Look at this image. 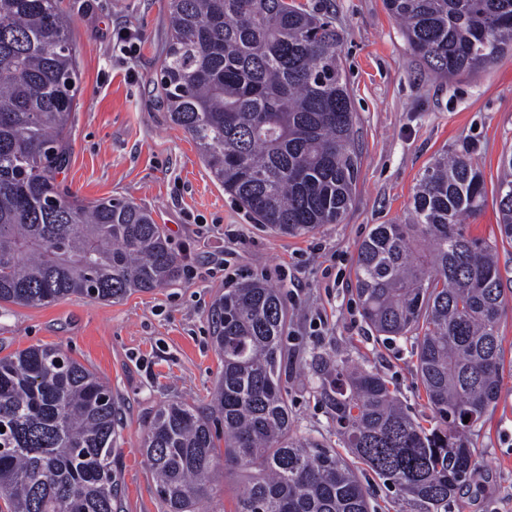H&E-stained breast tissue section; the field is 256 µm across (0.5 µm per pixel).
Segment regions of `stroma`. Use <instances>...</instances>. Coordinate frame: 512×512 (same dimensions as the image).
Instances as JSON below:
<instances>
[{
  "mask_svg": "<svg viewBox=\"0 0 512 512\" xmlns=\"http://www.w3.org/2000/svg\"><path fill=\"white\" fill-rule=\"evenodd\" d=\"M343 35L342 65L363 163L342 223L292 237L255 223L213 179L196 142L173 126L157 87L167 0H60L80 77L61 191L92 203L112 198L148 210L168 237L180 273L167 287L117 302L71 296L46 307L0 305V357L59 346L112 389L122 408L112 458L122 512H163L140 447L169 402L209 406L221 364L208 313L225 289L259 278L282 289L288 310L286 390L297 434H330L311 370L331 353L382 376L412 417L428 413L410 343L370 331L353 291L359 243L377 224H402L424 170L464 154L494 190L512 152V54L487 68L440 76L411 52L383 0H298ZM131 28L123 45L115 29ZM500 319L505 362L494 411L470 436L476 466L448 512H512V288ZM197 512H233L242 476L216 469Z\"/></svg>",
  "mask_w": 512,
  "mask_h": 512,
  "instance_id": "obj_1",
  "label": "stroma"
}]
</instances>
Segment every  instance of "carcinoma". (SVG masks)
Segmentation results:
<instances>
[{
  "label": "carcinoma",
  "mask_w": 512,
  "mask_h": 512,
  "mask_svg": "<svg viewBox=\"0 0 512 512\" xmlns=\"http://www.w3.org/2000/svg\"><path fill=\"white\" fill-rule=\"evenodd\" d=\"M57 2L0 0L1 305L71 295L116 302L178 274L149 212L114 199L86 203L55 183L69 161L78 81ZM167 2L163 103L224 192L284 235L341 223L362 155L332 21L291 0ZM383 3L412 52L445 77L512 52V0ZM486 196L469 157L442 155L419 180L410 222L376 224L357 248L363 318L378 336L413 341L429 415L408 414L378 374L318 354L317 388L348 454L294 433L282 293L244 281L210 311L222 365L214 413L171 402L142 437L164 512H194L221 457L248 484L233 512H371L366 472L416 500L448 504L475 467L468 434L498 401L504 361L497 243L465 222ZM495 205L501 240L512 242V154L502 159ZM118 422L111 387L61 349L0 357V512H119Z\"/></svg>",
  "instance_id": "cac0c4a2"
}]
</instances>
